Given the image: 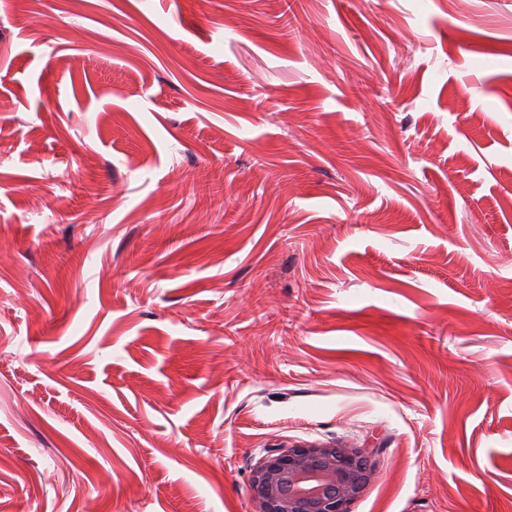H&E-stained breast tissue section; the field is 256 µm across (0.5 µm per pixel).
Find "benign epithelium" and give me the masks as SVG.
I'll return each instance as SVG.
<instances>
[{
    "instance_id": "obj_1",
    "label": "benign epithelium",
    "mask_w": 512,
    "mask_h": 512,
    "mask_svg": "<svg viewBox=\"0 0 512 512\" xmlns=\"http://www.w3.org/2000/svg\"><path fill=\"white\" fill-rule=\"evenodd\" d=\"M366 454L321 441L268 449L249 477L253 512H350L373 478Z\"/></svg>"
}]
</instances>
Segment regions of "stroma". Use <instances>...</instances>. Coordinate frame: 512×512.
I'll use <instances>...</instances> for the list:
<instances>
[{
  "instance_id": "obj_1",
  "label": "stroma",
  "mask_w": 512,
  "mask_h": 512,
  "mask_svg": "<svg viewBox=\"0 0 512 512\" xmlns=\"http://www.w3.org/2000/svg\"><path fill=\"white\" fill-rule=\"evenodd\" d=\"M0 102V512H512V0H0ZM366 454L321 441L268 449L249 477L253 512H350L373 478Z\"/></svg>"
}]
</instances>
